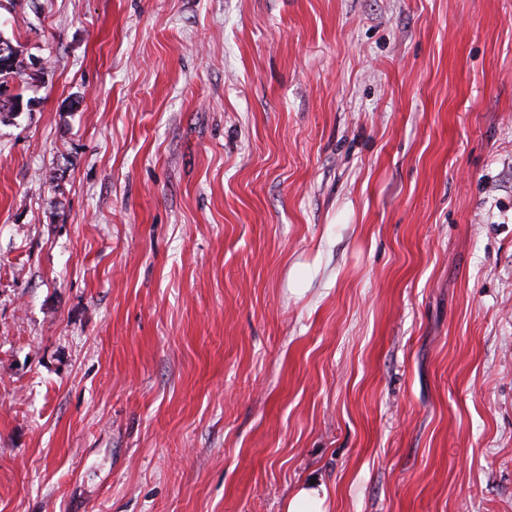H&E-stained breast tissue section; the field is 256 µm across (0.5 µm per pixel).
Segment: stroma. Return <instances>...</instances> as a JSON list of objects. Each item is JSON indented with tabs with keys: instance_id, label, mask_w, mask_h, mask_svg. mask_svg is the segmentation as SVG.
<instances>
[{
	"instance_id": "stroma-1",
	"label": "stroma",
	"mask_w": 512,
	"mask_h": 512,
	"mask_svg": "<svg viewBox=\"0 0 512 512\" xmlns=\"http://www.w3.org/2000/svg\"><path fill=\"white\" fill-rule=\"evenodd\" d=\"M0 21V512H512V0ZM33 63L26 60L23 51L13 46L10 38H3L0 32V122L10 119L23 110V96L10 94L9 84L15 78L32 75L28 73ZM22 98V99H20ZM328 491L324 484L308 483L289 499L286 512H327Z\"/></svg>"
}]
</instances>
